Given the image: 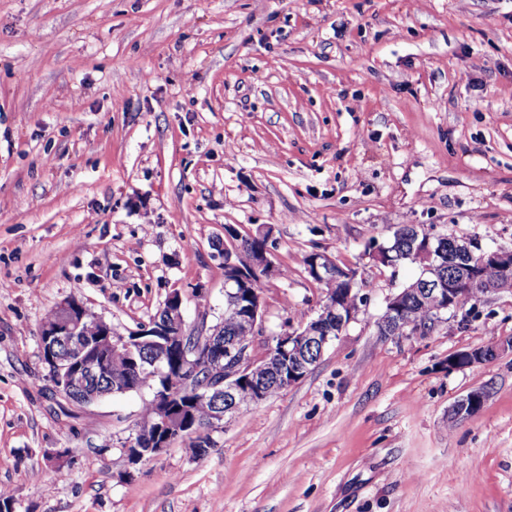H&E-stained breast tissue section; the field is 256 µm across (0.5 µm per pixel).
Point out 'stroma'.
<instances>
[{
	"label": "stroma",
	"instance_id": "stroma-1",
	"mask_svg": "<svg viewBox=\"0 0 512 512\" xmlns=\"http://www.w3.org/2000/svg\"><path fill=\"white\" fill-rule=\"evenodd\" d=\"M274 229L266 334L317 316L303 259L358 271L299 382L126 476L144 394L53 396L75 296L120 332L180 290L224 317V228ZM396 224L512 247V0H0V488L15 512H512V289L380 336ZM498 346L452 370L450 355ZM484 390L472 417L451 420ZM68 455L61 470L49 450ZM484 390L475 389L459 398L452 408V414L456 419H465L477 413L483 400Z\"/></svg>",
	"mask_w": 512,
	"mask_h": 512
}]
</instances>
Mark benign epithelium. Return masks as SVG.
Listing matches in <instances>:
<instances>
[{
	"mask_svg": "<svg viewBox=\"0 0 512 512\" xmlns=\"http://www.w3.org/2000/svg\"><path fill=\"white\" fill-rule=\"evenodd\" d=\"M224 299L238 319L241 330L249 335L244 345L235 339L217 343L220 326L207 325L200 319L188 326L182 314L181 292L170 293L161 308L163 318H153L138 330L123 335L112 325L88 312L77 298L71 297L56 308L55 319L44 325L41 332V350L47 370V379L55 395L83 406L93 405L107 395H125L140 390L138 383H126L116 379L112 388L104 392H88L85 384L89 376L100 370L98 362L109 354L121 351L129 359L136 372L151 370L155 374L169 376L165 387L150 389L154 414L144 415L135 423L134 433L123 448L128 466L155 459L171 448L174 443L192 434L194 426L193 406L206 403L211 407L212 428L221 427L224 419L239 412L237 392L251 379L250 371L257 362L250 346L264 335L263 307L248 301L250 279L233 272L236 267L235 237L237 230L224 228ZM479 253V265L467 266L442 281L427 277L432 270L431 262L446 254L450 257ZM416 261L421 264L423 280L422 299L441 301L439 314L459 310L458 300L463 291L461 284L470 288L482 287L479 267L495 266L503 279L512 282V248L499 247L484 250L469 239L448 234H429L424 242L413 246ZM342 267L323 253H316L307 266L313 279L337 275ZM254 271L269 277L276 273L269 249L257 253ZM408 289L404 288L388 298L378 321L380 332L387 335L402 315ZM358 311V300L349 296L327 303L317 317L288 332L267 339L263 359L283 389L295 384L309 371L305 362L306 349L315 348L318 354L336 340ZM93 322L99 333L93 338L83 335L86 323ZM497 348L488 346L467 352L463 356L448 357V369H460L483 364L495 357ZM484 390L475 389L459 398L452 408L457 419H465L477 413L483 400Z\"/></svg>",
	"mask_w": 512,
	"mask_h": 512,
	"instance_id": "7a95c632",
	"label": "benign epithelium"
}]
</instances>
